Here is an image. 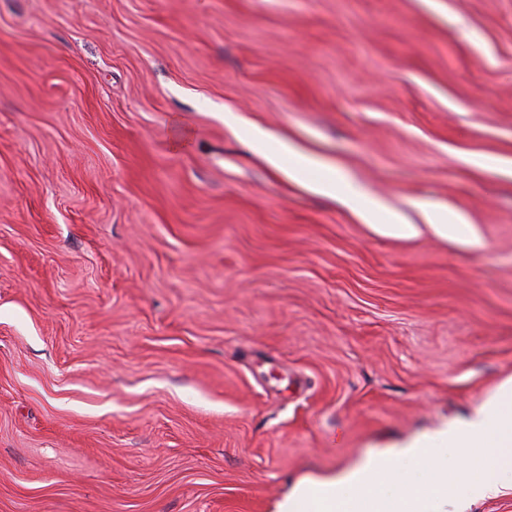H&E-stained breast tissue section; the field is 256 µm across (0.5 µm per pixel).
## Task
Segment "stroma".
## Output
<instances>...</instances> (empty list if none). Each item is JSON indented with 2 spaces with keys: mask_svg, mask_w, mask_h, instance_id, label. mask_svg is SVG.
Masks as SVG:
<instances>
[{
  "mask_svg": "<svg viewBox=\"0 0 512 512\" xmlns=\"http://www.w3.org/2000/svg\"><path fill=\"white\" fill-rule=\"evenodd\" d=\"M509 378L512 0H0V512H278ZM283 152L288 153L289 173H293L298 168L311 167H319L325 171V174L312 184L311 188L314 191L334 198L337 196L345 203L360 207V211L368 219L373 216L374 204L352 184L336 175L335 168L299 152H288L286 149H283ZM463 222V219L459 216L448 219V214L444 212L424 213V225L437 236L446 240L461 241L472 248H479L481 246L480 240L466 231ZM381 224H373L376 231L393 237H416L421 233V224L401 222L398 218H386Z\"/></svg>",
  "mask_w": 512,
  "mask_h": 512,
  "instance_id": "35a3bbf8",
  "label": "stroma"
}]
</instances>
